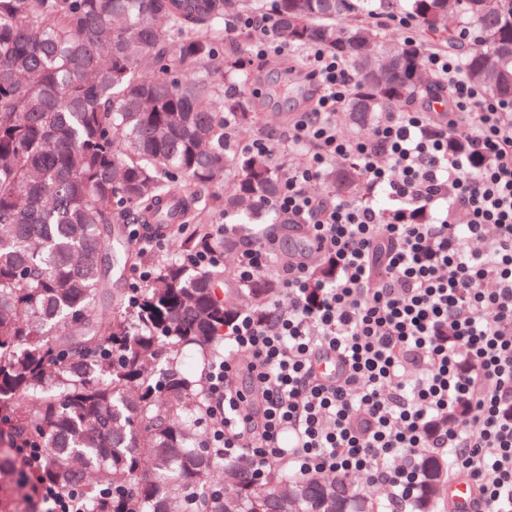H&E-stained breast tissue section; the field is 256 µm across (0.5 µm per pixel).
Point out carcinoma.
<instances>
[{
    "label": "carcinoma",
    "mask_w": 512,
    "mask_h": 512,
    "mask_svg": "<svg viewBox=\"0 0 512 512\" xmlns=\"http://www.w3.org/2000/svg\"><path fill=\"white\" fill-rule=\"evenodd\" d=\"M387 0H0V437L46 449L42 478L80 488L88 512H383L384 502L343 479L259 472L240 455L221 460L206 445L200 381L178 349L208 357L241 293L269 298L257 278L219 293L224 269H196L193 256L237 250L219 242L193 189L213 195L225 217L247 224L258 196L276 197L282 172L271 156L232 146L253 101L224 90V65L241 43L224 28L269 13L295 48L320 46L352 64L343 111L370 128L436 81L422 73L421 46L388 43L374 21ZM438 45L459 31L462 54L485 94L512 103V0H402ZM397 52L405 67L377 77ZM233 127L224 129V114ZM332 192L357 197L359 172L325 173ZM187 226L178 256L125 313L95 308L112 258V225L140 224L145 242L173 216ZM414 512H439L448 461L425 457ZM19 467L0 459V512H17Z\"/></svg>",
    "instance_id": "1"
}]
</instances>
